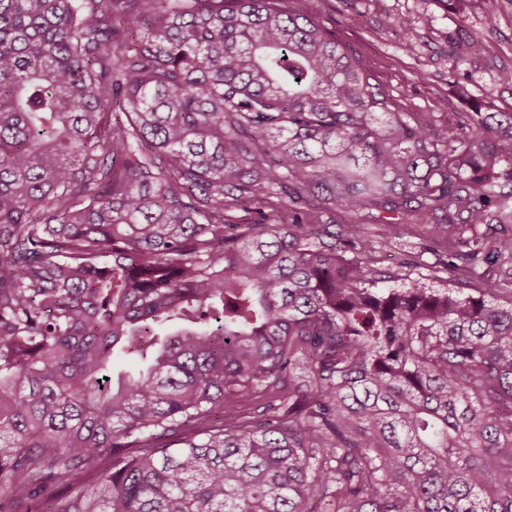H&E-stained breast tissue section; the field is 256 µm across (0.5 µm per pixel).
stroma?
Masks as SVG:
<instances>
[{
  "label": "stroma",
  "instance_id": "35a3bbf8",
  "mask_svg": "<svg viewBox=\"0 0 512 512\" xmlns=\"http://www.w3.org/2000/svg\"><path fill=\"white\" fill-rule=\"evenodd\" d=\"M296 8L333 27L340 40L372 69L381 87L410 112H437L440 130L448 115L465 112L473 99H489L512 110V85L500 83L501 69L512 68V0H458L455 8L440 0H296ZM475 54L478 66L462 62L459 50ZM378 265L400 287L425 277L429 287H462L465 275L449 276L447 256L427 226L405 233L378 252Z\"/></svg>",
  "mask_w": 512,
  "mask_h": 512
}]
</instances>
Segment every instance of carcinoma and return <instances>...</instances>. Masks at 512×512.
<instances>
[{
    "label": "carcinoma",
    "instance_id": "carcinoma-1",
    "mask_svg": "<svg viewBox=\"0 0 512 512\" xmlns=\"http://www.w3.org/2000/svg\"><path fill=\"white\" fill-rule=\"evenodd\" d=\"M295 2L0 0V512H512V112ZM412 224L492 273L386 285ZM324 223L333 224L332 231L336 232L339 239L344 243L358 241L374 231V226L371 224H361L354 218L347 216L343 212L336 209V212L327 211L322 217Z\"/></svg>",
    "mask_w": 512,
    "mask_h": 512
}]
</instances>
